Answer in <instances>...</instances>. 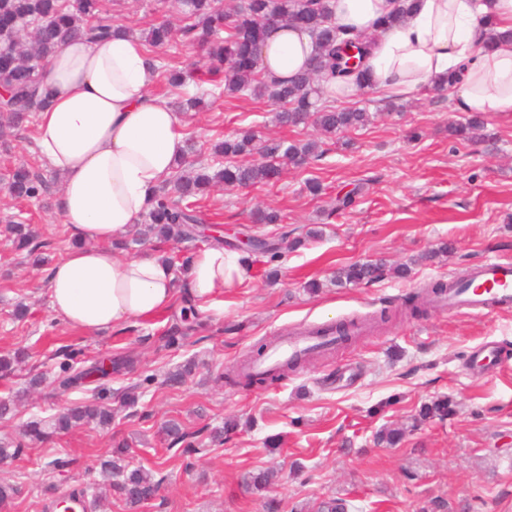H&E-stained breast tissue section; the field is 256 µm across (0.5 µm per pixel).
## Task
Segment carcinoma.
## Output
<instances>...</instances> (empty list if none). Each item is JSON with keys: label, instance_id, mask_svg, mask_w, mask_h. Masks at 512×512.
<instances>
[{"label": "carcinoma", "instance_id": "obj_1", "mask_svg": "<svg viewBox=\"0 0 512 512\" xmlns=\"http://www.w3.org/2000/svg\"><path fill=\"white\" fill-rule=\"evenodd\" d=\"M104 0H0V88L8 99L0 107V135L8 129H18L27 117L44 104L40 91L39 75L55 50L76 36L102 38L112 32V18L103 10ZM178 11L186 24L175 27L168 20L151 23L141 29L140 40L153 49L169 46L181 37L208 49L209 66L224 74V81L215 82L212 88L222 96L249 94L266 98L278 105L276 119L279 124L297 127L308 122L325 135L358 130L373 121V115L364 110H338L334 101L323 98V85H332L338 79L351 80L364 86L367 69L347 67L343 47L354 42L368 43V37L339 27L331 16L330 0H231L224 6L221 0H176ZM284 22L308 31L315 44V54L310 70L282 82L268 81L259 67L260 46L266 28ZM170 84L175 88L194 84L197 92L182 99L179 108L198 112L207 106L208 90L197 82L190 72L170 74ZM484 128L478 115L450 129L458 140L471 141ZM320 142L288 143L281 139L259 142L253 133H246L237 140H224L209 148L212 164L198 167L194 175L183 174L192 166L182 160L176 168L172 187L160 188L145 224L134 238L115 244L128 250L143 237L163 241L191 240L196 233L198 218L188 198L203 193L217 185L273 186L279 181V160L301 166L308 160L320 157ZM259 154L260 161L249 165L235 161L241 155ZM7 191L18 199L37 198L48 189L47 182L32 166H20L9 175ZM6 236L12 238L16 248L26 251L34 261L43 263V243L28 224L10 221L4 227ZM384 271L381 260L355 261L336 269L329 283L338 287L358 286L377 280ZM300 366L290 362L274 373L254 374L242 367L226 376V383L243 391L267 386L282 375ZM99 370L93 362L79 368L69 362L61 363L55 384L68 389L82 382L85 376ZM454 408L448 398L437 399L421 406L418 420H444ZM112 411L104 406L85 403L58 413L53 419L54 431H68L80 423L96 421L107 424ZM170 445H179L183 452H197L203 445L201 432L181 428L174 420L164 427ZM47 435L38 421L26 423L21 441L15 444L13 455L22 454L26 439ZM404 438V432L386 429L378 433L377 442L384 447H395ZM129 445L118 441L112 448V460L105 462L111 479L112 495L125 507L135 512L156 499L162 479L142 467L128 468L125 464Z\"/></svg>", "mask_w": 512, "mask_h": 512}]
</instances>
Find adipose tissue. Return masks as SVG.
<instances>
[{
	"instance_id": "ef3b65f1",
	"label": "adipose tissue",
	"mask_w": 512,
	"mask_h": 512,
	"mask_svg": "<svg viewBox=\"0 0 512 512\" xmlns=\"http://www.w3.org/2000/svg\"><path fill=\"white\" fill-rule=\"evenodd\" d=\"M398 0H334L337 24L370 39L372 87L409 95L450 82L453 109L484 116L512 112V0H417L393 27L383 18ZM314 52L302 29L267 30L261 61L267 79L308 69ZM156 59L132 34L72 39L41 74L46 104L37 113L35 149L59 175L55 209L74 246L48 271L56 320L105 334L167 308L177 286L199 303L253 277L246 256L221 246L195 254L184 278L164 254L120 258L123 238L154 203L185 149L183 118L154 93Z\"/></svg>"
}]
</instances>
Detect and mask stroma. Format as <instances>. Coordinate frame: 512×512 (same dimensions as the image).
<instances>
[{
  "label": "stroma",
  "mask_w": 512,
  "mask_h": 512,
  "mask_svg": "<svg viewBox=\"0 0 512 512\" xmlns=\"http://www.w3.org/2000/svg\"><path fill=\"white\" fill-rule=\"evenodd\" d=\"M107 7L113 19L135 30L171 12L169 0H108ZM335 105L365 108L377 118L363 129L323 137L310 126L279 125L276 106L250 95L221 97L203 111L184 113L202 163L210 160V141L247 130L263 139L318 138L324 150L287 167L275 186H220L195 198L202 224L227 240L250 231L275 238L321 233L275 261H256L253 279L200 309L202 325L195 329L183 320L193 301L182 288L169 308L107 334L59 323L46 274L71 247L53 206L60 178L38 164L46 194L17 201L0 192V356L27 353L20 370L0 378V397L15 399L13 417L0 420V438L87 400L114 411L111 426L90 423L51 434L0 466V482L20 489L4 512H57L64 494L94 492L102 462L123 439L131 448L130 467L156 470L163 478L157 499L142 512H264L270 498L280 501L281 512H317L332 498L346 500L348 512H420L437 499L447 512H512V365L476 372L467 364L487 339L512 355V311L477 315L437 306L412 318L402 306L405 296L470 274L485 259H512V114L486 116L485 140L464 142L448 128L467 116L453 111L444 91L424 87L396 97L374 88ZM34 134L33 121H25L0 146V178L11 167L35 162ZM311 180L321 184V194L307 191ZM347 194L352 205L338 210V199ZM258 206L277 211L280 222L254 223ZM9 220L33 225L47 241L44 264L31 265L14 250L3 232ZM446 243L451 250L444 254ZM379 258L407 265L408 276L329 285L337 268ZM313 279L324 286L306 293L303 285ZM19 304L27 308L22 321L12 318ZM385 306L392 310L389 322L369 325L367 333L267 389L243 392L223 379L256 343H272L297 324L368 318ZM174 327L185 340L164 348L162 338ZM63 345L81 360L125 352L134 363L58 389L52 380ZM186 367L191 374L183 383H168L170 373ZM37 376L43 384L30 388ZM127 390L139 401L123 409L118 396ZM443 396L455 405L452 416L415 423L423 403ZM171 419L207 434L230 419L238 428L223 443H204L185 456L168 447L162 427ZM386 427L405 429L399 446L376 444V432ZM55 459L63 467L47 471ZM259 469L276 472V481L263 491L248 490L245 477Z\"/></svg>",
  "instance_id": "35a3bbf8"
}]
</instances>
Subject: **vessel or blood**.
<instances>
[{"instance_id": "vessel-or-blood-1", "label": "vessel or blood", "mask_w": 512, "mask_h": 512, "mask_svg": "<svg viewBox=\"0 0 512 512\" xmlns=\"http://www.w3.org/2000/svg\"><path fill=\"white\" fill-rule=\"evenodd\" d=\"M479 282L475 288H452L444 301L448 308H465L476 314H485L494 309L512 307V263L488 260L475 271ZM334 333L312 335L306 331L290 333L271 347L265 356L254 362L257 372H269L285 361L303 355L313 348L334 344Z\"/></svg>"}]
</instances>
